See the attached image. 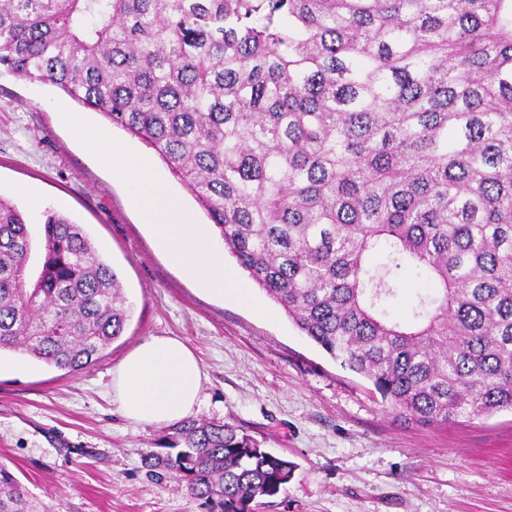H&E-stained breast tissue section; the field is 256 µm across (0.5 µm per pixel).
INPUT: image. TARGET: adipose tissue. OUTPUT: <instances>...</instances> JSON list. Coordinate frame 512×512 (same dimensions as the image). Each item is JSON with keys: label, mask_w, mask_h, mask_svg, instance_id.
<instances>
[{"label": "adipose tissue", "mask_w": 512, "mask_h": 512, "mask_svg": "<svg viewBox=\"0 0 512 512\" xmlns=\"http://www.w3.org/2000/svg\"><path fill=\"white\" fill-rule=\"evenodd\" d=\"M57 118L99 147L101 163L131 183L143 223L149 225L157 245L173 266L214 293L233 285V278L224 268V258L213 249L208 232L195 224L148 158L128 153L113 143L107 129L85 128L67 109H60ZM203 377L195 355L180 339L154 336L116 368L112 400L132 422L173 424L186 418L197 405Z\"/></svg>", "instance_id": "1"}]
</instances>
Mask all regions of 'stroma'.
<instances>
[{"label":"stroma","mask_w":512,"mask_h":512,"mask_svg":"<svg viewBox=\"0 0 512 512\" xmlns=\"http://www.w3.org/2000/svg\"><path fill=\"white\" fill-rule=\"evenodd\" d=\"M57 89L0 71V197L40 224L64 200L132 305L123 335L71 374L0 353V461L55 512H207L183 482L149 467L166 425L112 400V372L152 336H176L205 380L196 419L237 425L296 465L263 512H512V412L422 427L384 411L225 256L254 301L202 290L142 224L128 182L56 120Z\"/></svg>","instance_id":"1"}]
</instances>
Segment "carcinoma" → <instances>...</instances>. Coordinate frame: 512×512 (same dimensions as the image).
<instances>
[{
    "mask_svg": "<svg viewBox=\"0 0 512 512\" xmlns=\"http://www.w3.org/2000/svg\"><path fill=\"white\" fill-rule=\"evenodd\" d=\"M0 67L153 148L293 324L420 426L512 411V0H0ZM0 197V351L69 373L130 307ZM431 284L390 316L403 273ZM147 454L208 512L296 465L220 419ZM0 512H53L0 462Z\"/></svg>",
    "mask_w": 512,
    "mask_h": 512,
    "instance_id": "cac0c4a2",
    "label": "carcinoma"
}]
</instances>
